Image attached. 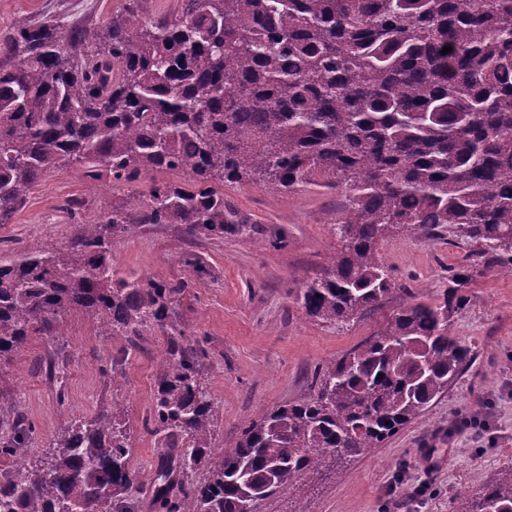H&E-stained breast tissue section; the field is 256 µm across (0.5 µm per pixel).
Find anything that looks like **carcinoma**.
I'll list each match as a JSON object with an SVG mask.
<instances>
[{
  "label": "carcinoma",
  "mask_w": 512,
  "mask_h": 512,
  "mask_svg": "<svg viewBox=\"0 0 512 512\" xmlns=\"http://www.w3.org/2000/svg\"><path fill=\"white\" fill-rule=\"evenodd\" d=\"M139 0L94 43L52 22L18 20L0 65V224L47 173L126 186L147 171L191 170L82 224L61 249L0 253V366L33 336L65 335L81 313L109 334L160 329L151 426L161 512H241L306 472L371 452L425 411L471 363L449 332L475 266L512 276V0H178V19L140 21ZM451 51L444 54V47ZM316 177L344 188L342 247L295 300L329 324L379 307L398 282L377 254L402 230L449 228L471 246L433 303L411 304L339 359L309 393L248 423L215 451L219 410L201 384L208 358L173 317L204 270L182 256L176 282L112 269L118 236L180 224L193 238L242 223L224 183L292 190ZM125 407L70 423L38 464L22 461L32 427L0 436L15 461L0 512H132L140 492ZM195 469L201 481L187 479ZM458 512H512V469Z\"/></svg>",
  "instance_id": "cac0c4a2"
}]
</instances>
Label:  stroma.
<instances>
[{"label": "stroma", "mask_w": 512, "mask_h": 512, "mask_svg": "<svg viewBox=\"0 0 512 512\" xmlns=\"http://www.w3.org/2000/svg\"><path fill=\"white\" fill-rule=\"evenodd\" d=\"M125 0H0V35L14 21L58 19L62 34L95 38ZM113 189L88 183L75 167L55 169L33 187L11 223L0 224V252L15 256L30 244L66 245L77 223L107 214ZM75 212H68L69 202ZM224 203L240 217L236 232L194 239L176 224H142L112 248V267L156 280L183 277V254H200L209 270L181 298L177 315L190 337L205 340L209 359L202 382L219 408L216 449H228L258 416L308 393L316 367L360 344L393 312L410 303L435 302L448 270L468 252L422 232H400L378 245V254L400 289L383 306L340 326L306 314L293 294L322 276L340 244L333 230L344 215L339 187L307 183L285 192L262 183H228ZM283 246H273L274 236ZM466 303L449 331L471 345L474 362L416 419L369 454L337 470L307 473L255 512H457L489 479L512 469V277L481 266L465 289ZM67 334L35 336L0 372V392L35 428L25 455H46L65 425L91 418L112 401L126 409L133 437L131 464L151 485L158 463L156 441L146 430L158 360L160 331L112 336L80 315L65 319ZM122 363V378L104 368ZM62 369L47 373L48 363Z\"/></svg>", "instance_id": "stroma-1"}]
</instances>
